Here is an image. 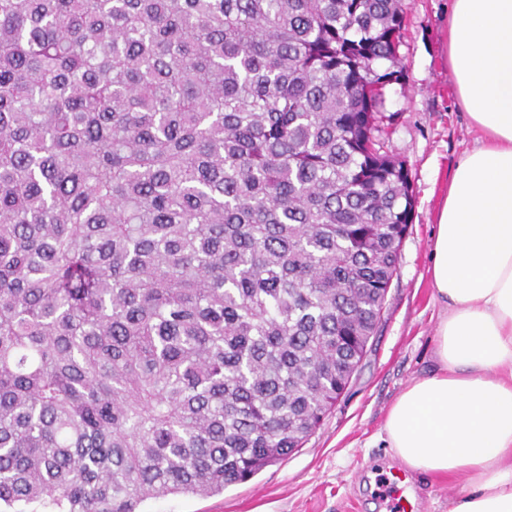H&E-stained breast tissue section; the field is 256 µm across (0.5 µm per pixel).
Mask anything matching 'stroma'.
<instances>
[{
  "label": "stroma",
  "instance_id": "35a3bbf8",
  "mask_svg": "<svg viewBox=\"0 0 512 512\" xmlns=\"http://www.w3.org/2000/svg\"><path fill=\"white\" fill-rule=\"evenodd\" d=\"M400 81L387 88L394 121L388 150L405 160L415 207L398 275L358 372L302 448L253 479L210 497L149 500L145 512H386L378 478L393 461L383 440L386 411L411 379L431 372L441 305L430 282L438 212L462 153L478 137L448 67L450 0H405ZM416 512H448L455 484L412 473Z\"/></svg>",
  "mask_w": 512,
  "mask_h": 512
}]
</instances>
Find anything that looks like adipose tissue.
Instances as JSON below:
<instances>
[{
    "label": "adipose tissue",
    "instance_id": "obj_1",
    "mask_svg": "<svg viewBox=\"0 0 512 512\" xmlns=\"http://www.w3.org/2000/svg\"><path fill=\"white\" fill-rule=\"evenodd\" d=\"M448 63L482 137L434 233L437 367L392 403L384 440L410 471L464 477L448 512H512V0H452Z\"/></svg>",
    "mask_w": 512,
    "mask_h": 512
}]
</instances>
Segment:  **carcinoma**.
Returning a JSON list of instances; mask_svg holds the SVG:
<instances>
[{
  "instance_id": "cac0c4a2",
  "label": "carcinoma",
  "mask_w": 512,
  "mask_h": 512,
  "mask_svg": "<svg viewBox=\"0 0 512 512\" xmlns=\"http://www.w3.org/2000/svg\"><path fill=\"white\" fill-rule=\"evenodd\" d=\"M404 0H0V512H143L302 447L414 196Z\"/></svg>"
}]
</instances>
